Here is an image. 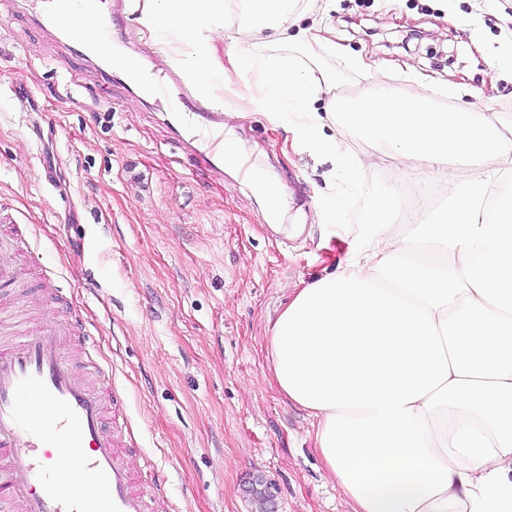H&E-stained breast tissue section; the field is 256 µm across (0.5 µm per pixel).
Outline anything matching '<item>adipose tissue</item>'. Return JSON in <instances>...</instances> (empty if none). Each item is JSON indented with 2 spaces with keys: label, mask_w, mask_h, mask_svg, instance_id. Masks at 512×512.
<instances>
[{
  "label": "adipose tissue",
  "mask_w": 512,
  "mask_h": 512,
  "mask_svg": "<svg viewBox=\"0 0 512 512\" xmlns=\"http://www.w3.org/2000/svg\"><path fill=\"white\" fill-rule=\"evenodd\" d=\"M299 0H143L141 22L201 88L224 82L219 41L305 39ZM238 9L244 24L227 23ZM103 0H75L74 39L111 47ZM245 108L291 128L351 180L318 218L353 231L344 267L300 289L268 338L277 388L316 422V450L353 512H512V141L483 98L449 109L368 85L337 96L296 56L238 57ZM376 145L353 153L327 133ZM404 159L409 186H443L423 217L370 177Z\"/></svg>",
  "instance_id": "adipose-tissue-1"
}]
</instances>
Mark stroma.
Segmentation results:
<instances>
[{
    "instance_id": "1",
    "label": "stroma",
    "mask_w": 512,
    "mask_h": 512,
    "mask_svg": "<svg viewBox=\"0 0 512 512\" xmlns=\"http://www.w3.org/2000/svg\"><path fill=\"white\" fill-rule=\"evenodd\" d=\"M38 3L0 0V204L40 227L38 260L0 289V313L50 293L82 322L151 462L134 485L159 481L176 512H254L243 490L254 473L275 483L277 512H352L268 359L295 293L346 263L350 236L316 209L327 186H352L281 123L242 111L255 79L229 59L293 51L337 93L371 83L444 108L478 92L512 140V70L496 60L512 0H302L319 21L302 43L218 44L224 106L241 111L224 121L290 199L278 228L249 183L208 176L158 103L40 30Z\"/></svg>"
}]
</instances>
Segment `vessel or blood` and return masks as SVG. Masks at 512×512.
Returning a JSON list of instances; mask_svg holds the SVG:
<instances>
[{
  "mask_svg": "<svg viewBox=\"0 0 512 512\" xmlns=\"http://www.w3.org/2000/svg\"><path fill=\"white\" fill-rule=\"evenodd\" d=\"M125 51L127 81L166 106L211 176L223 178L229 162L242 180H260L253 156L225 159L224 114L206 107L204 92L157 65L154 48ZM27 244L0 237V284L15 280ZM87 340L78 321L56 320L28 327L16 345L0 348V500L21 512H172L161 491L134 487L142 455L121 446V401L113 403L112 428L104 429L101 392L74 375L64 357L67 346Z\"/></svg>",
  "mask_w": 512,
  "mask_h": 512,
  "instance_id": "obj_1",
  "label": "vessel or blood"
}]
</instances>
